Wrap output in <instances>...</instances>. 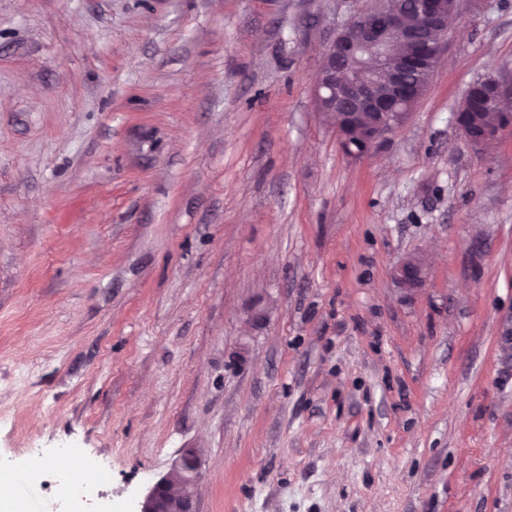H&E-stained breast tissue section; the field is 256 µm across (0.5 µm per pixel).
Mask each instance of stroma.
Wrapping results in <instances>:
<instances>
[{
    "label": "stroma",
    "mask_w": 512,
    "mask_h": 512,
    "mask_svg": "<svg viewBox=\"0 0 512 512\" xmlns=\"http://www.w3.org/2000/svg\"><path fill=\"white\" fill-rule=\"evenodd\" d=\"M353 0H0V465L31 512H512V0L455 18L406 126L342 150L313 88ZM425 261L420 287L396 267ZM108 479L86 510L57 449ZM479 83H486L492 86L493 92L488 100V106L500 112H512V80L502 78L498 74L488 75L469 86L466 91L467 96L471 90ZM457 112L462 115L468 112H482L478 98L471 97L467 100H462ZM458 113H454L455 126L462 137L477 151L486 152L488 150L485 147L486 140L491 139L497 145L506 135L512 134V119L488 128L482 134L477 135L470 128L457 121ZM61 451L62 456L69 465H78L85 470L80 468H65L64 475L67 482L72 485H81L86 481L87 474L88 478L83 485L72 487L65 483L63 471L58 470L53 475L54 484L61 489L62 494L68 499L87 500L93 497L99 485L106 479L104 472L99 469L95 460L84 454L81 448H62ZM63 457L57 452L50 458V461L55 466L63 468ZM201 454L196 448H185L175 461L173 472L178 476L180 491L171 490L170 477L156 481L138 502L137 512H197L196 489L200 477Z\"/></svg>",
    "instance_id": "35a3bbf8"
}]
</instances>
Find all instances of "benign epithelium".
<instances>
[{
  "mask_svg": "<svg viewBox=\"0 0 512 512\" xmlns=\"http://www.w3.org/2000/svg\"><path fill=\"white\" fill-rule=\"evenodd\" d=\"M458 11L449 6V0H415L406 11L389 8L381 23L362 10L337 27L325 50L314 100L319 111L336 117L339 138H344L346 128L365 133L372 153L408 122L412 110L393 114L388 107L393 102L407 105V71L436 70L448 52V19ZM480 82L493 88L490 108L512 112L511 79L491 74ZM455 126L480 152L486 151L487 140L498 143L512 134V119L479 135L459 121ZM423 277V266L413 259L396 269V281L406 290L417 288ZM499 344L505 355L512 354V314L501 320ZM200 468V451L183 449L173 468L180 482L179 493L172 492L170 477H163L138 502L137 512H197Z\"/></svg>",
  "mask_w": 512,
  "mask_h": 512,
  "instance_id": "7a95c632",
  "label": "benign epithelium"
}]
</instances>
